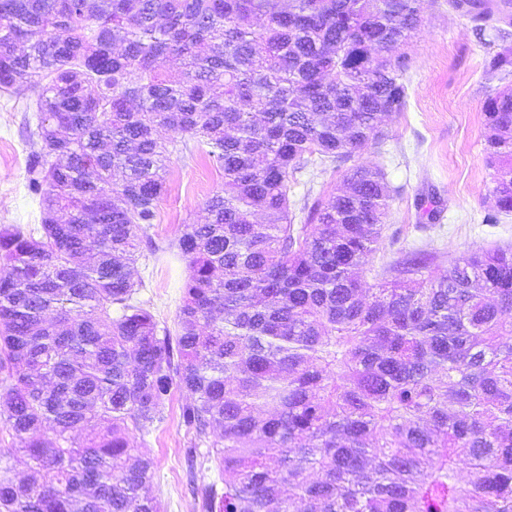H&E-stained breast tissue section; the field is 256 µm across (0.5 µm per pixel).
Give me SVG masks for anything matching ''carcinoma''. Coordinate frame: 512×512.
<instances>
[{
  "mask_svg": "<svg viewBox=\"0 0 512 512\" xmlns=\"http://www.w3.org/2000/svg\"><path fill=\"white\" fill-rule=\"evenodd\" d=\"M484 24L512 0H448ZM420 0H0V89L40 87L41 223L0 226V512H161L136 435L182 421L224 487L204 512H512V246L439 269L420 248L358 274L394 190L341 166L408 99ZM175 58L181 70L165 63ZM488 72L512 76V48ZM497 211L512 213V89L486 96ZM194 140L222 171L185 262L177 328L132 276ZM300 223H295V219ZM29 459L16 481L11 455Z\"/></svg>",
  "mask_w": 512,
  "mask_h": 512,
  "instance_id": "carcinoma-1",
  "label": "carcinoma"
}]
</instances>
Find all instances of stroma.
I'll list each match as a JSON object with an SVG mask.
<instances>
[{
    "label": "stroma",
    "mask_w": 512,
    "mask_h": 512,
    "mask_svg": "<svg viewBox=\"0 0 512 512\" xmlns=\"http://www.w3.org/2000/svg\"><path fill=\"white\" fill-rule=\"evenodd\" d=\"M422 23L408 48L413 60L406 109L385 118L381 144L356 153L357 165L382 168L395 188L383 232V244L367 266L377 270L399 252L427 247L447 259L467 251L512 245V214L495 212L493 173L486 152L490 131L482 112L488 92L504 83L486 72L488 59L512 47V23L498 32L476 31L469 18L448 8V0H422ZM39 88L20 95L0 92V225L37 224L40 205L26 187L29 146L22 136ZM169 187L159 203L150 233L165 252L142 251L134 278L141 281L139 297L159 323L173 324L181 294L184 264L169 245L183 224L200 221L204 204L222 184L219 171L204 158L172 154L167 162ZM435 201L440 221L426 223L416 206L419 199ZM183 392H175L164 419L145 434L143 450L154 462V490L162 512H203L192 485L221 483L211 463L194 461L198 447L181 420Z\"/></svg>",
    "instance_id": "1"
}]
</instances>
